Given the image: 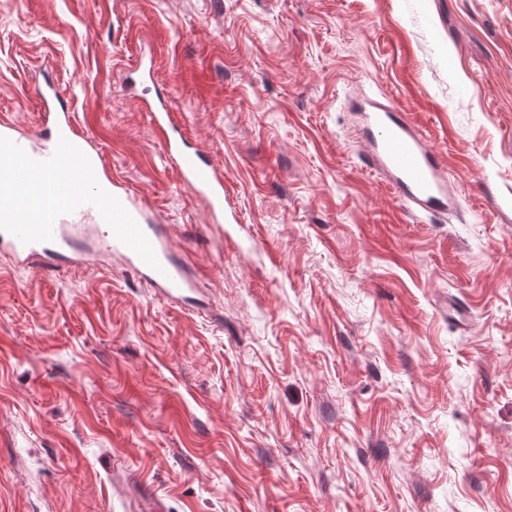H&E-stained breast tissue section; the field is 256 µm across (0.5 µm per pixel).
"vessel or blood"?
Masks as SVG:
<instances>
[{
  "label": "vessel or blood",
  "mask_w": 512,
  "mask_h": 512,
  "mask_svg": "<svg viewBox=\"0 0 512 512\" xmlns=\"http://www.w3.org/2000/svg\"><path fill=\"white\" fill-rule=\"evenodd\" d=\"M349 108L357 112V132L368 144L364 168L385 175L404 207L440 222L452 197L439 151L393 103L363 97ZM153 121L181 185L222 218L223 170L204 150L180 147L169 112L154 113ZM53 126L40 150L0 128V252L19 265L42 256L68 261V223L90 212L109 227L107 249L122 254L157 291L173 297L190 288L183 265L171 256L159 225L145 222L137 198L102 181L103 156L87 148L70 113L56 114Z\"/></svg>",
  "instance_id": "1"
}]
</instances>
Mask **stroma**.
I'll use <instances>...</instances> for the list:
<instances>
[{
  "label": "stroma",
  "mask_w": 512,
  "mask_h": 512,
  "mask_svg": "<svg viewBox=\"0 0 512 512\" xmlns=\"http://www.w3.org/2000/svg\"><path fill=\"white\" fill-rule=\"evenodd\" d=\"M371 93L442 223L363 168ZM57 101L193 286L95 230L90 267L0 255V512H512V0H0V118L40 145ZM358 112V135L368 144L363 167L387 177L396 198L409 210L440 222L453 198L440 153L392 102L370 97L349 102ZM155 131L161 139L164 152L172 161L180 183L196 196L209 202L213 216L224 220V172L214 165L210 156L200 148L183 149L171 136L174 130L170 112H154Z\"/></svg>",
  "instance_id": "35a3bbf8"
}]
</instances>
